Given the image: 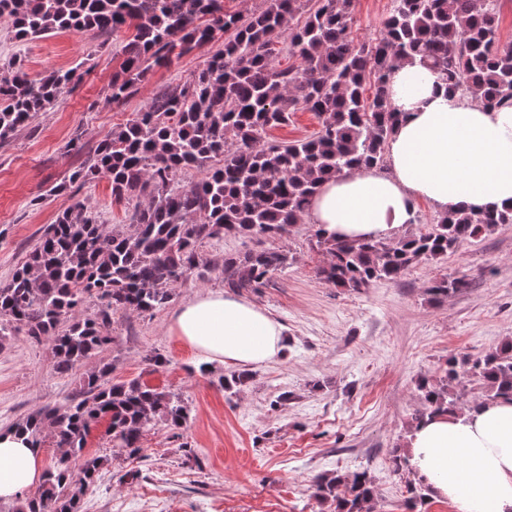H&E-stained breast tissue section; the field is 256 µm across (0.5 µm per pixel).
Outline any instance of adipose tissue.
Wrapping results in <instances>:
<instances>
[{
	"label": "adipose tissue",
	"instance_id": "obj_1",
	"mask_svg": "<svg viewBox=\"0 0 512 512\" xmlns=\"http://www.w3.org/2000/svg\"><path fill=\"white\" fill-rule=\"evenodd\" d=\"M389 103L405 118L387 144L388 171L326 181L305 213L308 223L339 239L389 241L410 230L421 200L442 212L512 206V108L465 101L411 63L391 72ZM169 332L207 365L252 368L284 348L279 323L220 292L179 306ZM404 453L430 495L452 501L457 512H512V403L435 416L408 433ZM42 467L25 437L0 430V501L36 486Z\"/></svg>",
	"mask_w": 512,
	"mask_h": 512
}]
</instances>
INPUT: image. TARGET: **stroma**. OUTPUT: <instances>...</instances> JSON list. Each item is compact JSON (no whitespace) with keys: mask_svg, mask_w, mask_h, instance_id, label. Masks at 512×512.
<instances>
[{"mask_svg":"<svg viewBox=\"0 0 512 512\" xmlns=\"http://www.w3.org/2000/svg\"><path fill=\"white\" fill-rule=\"evenodd\" d=\"M390 9L391 0H356L353 37L379 39ZM122 45V36L96 31H63L23 44L14 39L10 19L0 16V65L22 56L33 78L78 63L86 69L79 87L0 145V282L73 203L97 212L104 224L128 223L132 209L113 204L107 181L52 194L83 160L66 144L78 134L93 151L159 88L186 80L218 49L212 43L153 69L118 107L105 96L123 60ZM314 230L296 225L288 241L295 262L261 292L242 295L283 326L287 343L280 356L253 369L237 394L221 384L237 366L197 373L195 352L168 330L180 305L223 290L221 275L179 284L163 310L113 315L111 342L98 357L111 365L112 380L136 378L179 393L190 413L181 429L155 425L133 455L113 447L104 427L94 429L85 453L103 465L83 512H333L314 496L315 478L363 470L379 491L375 512H406L404 491L413 476L394 472L390 454L402 447L421 407L418 380L439 375L449 357L478 354L512 336V224L461 243L445 262L420 264L397 281L358 291L318 277L323 257L312 246ZM444 274L467 276L471 285L431 301L426 287ZM156 352L166 356L165 367L149 364ZM81 378L78 370H55L47 342L12 337L0 347V429L63 405ZM284 392L288 400L276 404Z\"/></svg>","mask_w":512,"mask_h":512,"instance_id":"35a3bbf8","label":"stroma"}]
</instances>
